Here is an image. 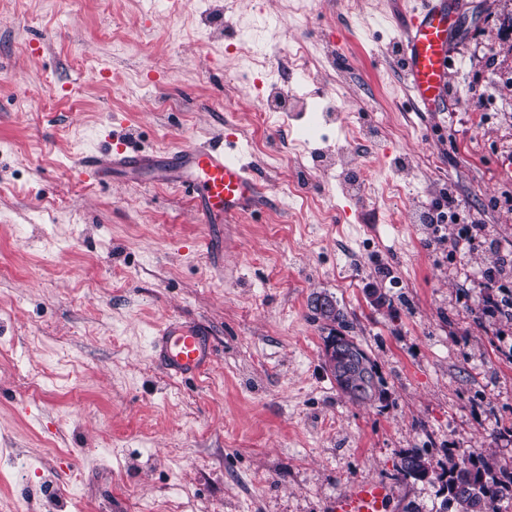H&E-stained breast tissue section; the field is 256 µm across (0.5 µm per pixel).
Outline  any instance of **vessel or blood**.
<instances>
[{"instance_id": "vessel-or-blood-1", "label": "vessel or blood", "mask_w": 512, "mask_h": 512, "mask_svg": "<svg viewBox=\"0 0 512 512\" xmlns=\"http://www.w3.org/2000/svg\"><path fill=\"white\" fill-rule=\"evenodd\" d=\"M454 25L450 0H426L411 17L401 39L405 74L413 101L422 111H436L444 96L450 68L447 47ZM244 156L237 139L221 137L163 153L117 150L104 159L86 160L85 167L100 182L115 172H153L158 183L184 189L204 223L220 224L251 213L263 200L258 175ZM150 345L163 369L174 377L196 378L211 364L209 338L191 325L166 322L157 329ZM390 494L385 484L358 483L330 501L328 509L380 512Z\"/></svg>"}]
</instances>
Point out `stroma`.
<instances>
[{
    "mask_svg": "<svg viewBox=\"0 0 512 512\" xmlns=\"http://www.w3.org/2000/svg\"><path fill=\"white\" fill-rule=\"evenodd\" d=\"M453 2L449 86L422 112L394 47L423 0H0V448L30 460L0 463V512H42L59 484L60 512H327L360 481L392 488L384 512H437V484L397 479L406 451L512 467V320L482 307L512 251V0ZM239 33L303 48L309 111L258 126L271 69ZM356 121L360 194L314 167ZM223 133L265 186L230 222L149 173L78 172ZM445 193L461 221L436 234L416 218ZM320 292L378 365L372 404L323 364ZM168 320L215 342L194 383L152 358Z\"/></svg>",
    "mask_w": 512,
    "mask_h": 512,
    "instance_id": "1",
    "label": "stroma"
}]
</instances>
